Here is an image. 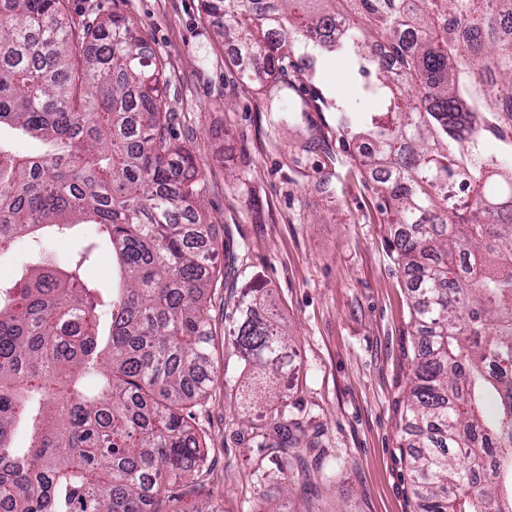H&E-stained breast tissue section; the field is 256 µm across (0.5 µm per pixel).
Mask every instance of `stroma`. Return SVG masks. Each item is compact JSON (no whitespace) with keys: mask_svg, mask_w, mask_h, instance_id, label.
<instances>
[{"mask_svg":"<svg viewBox=\"0 0 512 512\" xmlns=\"http://www.w3.org/2000/svg\"><path fill=\"white\" fill-rule=\"evenodd\" d=\"M82 24L119 12L147 38L166 79L172 135L193 157L220 270L210 310L215 368L195 412L207 454L202 491L224 512H416L404 460L413 368L412 300L394 225L364 156L344 142L333 98L372 108L362 77L333 61L288 65L258 85L201 0H68ZM246 287L267 291L299 348L288 413L318 436L336 476L279 491L237 443V386L224 378L225 314Z\"/></svg>","mask_w":512,"mask_h":512,"instance_id":"1","label":"stroma"}]
</instances>
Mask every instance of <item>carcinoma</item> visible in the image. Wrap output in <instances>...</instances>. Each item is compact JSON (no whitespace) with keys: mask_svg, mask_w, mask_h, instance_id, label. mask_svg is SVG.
<instances>
[{"mask_svg":"<svg viewBox=\"0 0 512 512\" xmlns=\"http://www.w3.org/2000/svg\"><path fill=\"white\" fill-rule=\"evenodd\" d=\"M259 83L303 51L339 57L375 106L339 130L399 226L419 353L407 394L416 512H512V0H201ZM388 55L392 66L380 63ZM148 41L118 12L72 23L65 0H0V509L220 512L196 505L206 456L207 297L217 252L190 154L174 143ZM46 147L19 150L11 135ZM499 152L485 153L488 140ZM78 242L60 262L45 236ZM112 250L116 277L86 268ZM241 404L288 379L295 340L260 288L231 314ZM288 404L242 433L260 471L297 483L325 455ZM25 426L30 443L14 446Z\"/></svg>","mask_w":512,"mask_h":512,"instance_id":"obj_1","label":"carcinoma"}]
</instances>
